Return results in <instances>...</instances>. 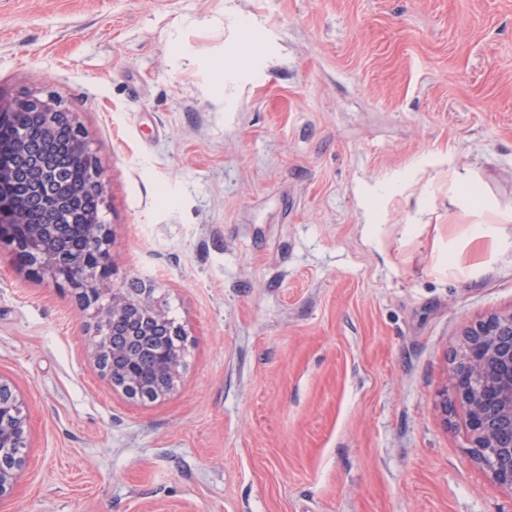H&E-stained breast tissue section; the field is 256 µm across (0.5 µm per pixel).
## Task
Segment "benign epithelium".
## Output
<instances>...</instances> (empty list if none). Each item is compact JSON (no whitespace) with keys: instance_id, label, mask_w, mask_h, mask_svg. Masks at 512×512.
I'll use <instances>...</instances> for the list:
<instances>
[{"instance_id":"7a95c632","label":"benign epithelium","mask_w":512,"mask_h":512,"mask_svg":"<svg viewBox=\"0 0 512 512\" xmlns=\"http://www.w3.org/2000/svg\"><path fill=\"white\" fill-rule=\"evenodd\" d=\"M19 115L28 128L0 140V240L23 266L68 287L90 311L86 355L112 390L137 400L146 392L150 401L167 396L179 375L185 333L151 289L113 285L102 220L104 172L87 147L77 113L33 93L0 104V126ZM62 155L81 165L82 180L59 177L56 159ZM17 158L27 162V196L44 207L39 224L30 223L28 207L7 193L16 182ZM86 194L96 198L97 208L73 210ZM66 215L85 229L83 256L68 257L50 245ZM119 333L125 341L116 339ZM452 380L465 409L473 459L489 473L493 489L512 492V312L466 331ZM27 428L20 398L0 376V500L13 493L26 468Z\"/></svg>"}]
</instances>
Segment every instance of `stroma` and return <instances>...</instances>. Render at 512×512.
Instances as JSON below:
<instances>
[{
	"label": "stroma",
	"instance_id": "stroma-1",
	"mask_svg": "<svg viewBox=\"0 0 512 512\" xmlns=\"http://www.w3.org/2000/svg\"><path fill=\"white\" fill-rule=\"evenodd\" d=\"M24 93L77 112L114 284L187 340L167 397L113 393L76 300L0 243L28 415L0 512H512L439 409L462 332L512 311V223L453 190L512 216V0H0ZM475 188L476 183L469 174H456L455 189L457 190L462 208L467 211L477 208L483 213H494L495 204L490 198L484 197L480 204L476 203Z\"/></svg>",
	"mask_w": 512,
	"mask_h": 512
}]
</instances>
